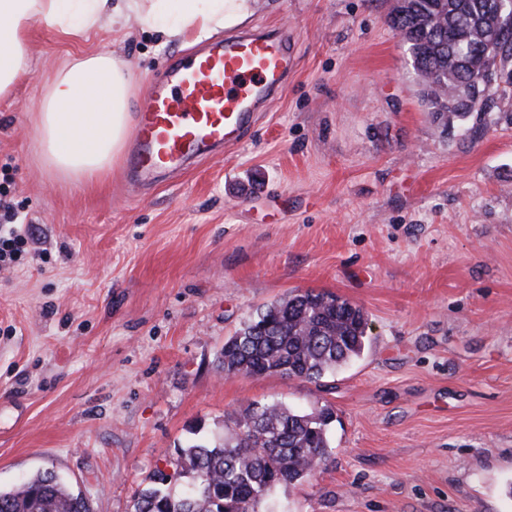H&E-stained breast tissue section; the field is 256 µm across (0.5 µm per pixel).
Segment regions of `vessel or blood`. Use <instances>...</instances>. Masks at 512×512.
<instances>
[{"mask_svg":"<svg viewBox=\"0 0 512 512\" xmlns=\"http://www.w3.org/2000/svg\"><path fill=\"white\" fill-rule=\"evenodd\" d=\"M223 40L173 57L149 87L126 169L147 180L237 147L256 110L296 66L287 28L251 32L228 20Z\"/></svg>","mask_w":512,"mask_h":512,"instance_id":"obj_1","label":"vessel or blood"}]
</instances>
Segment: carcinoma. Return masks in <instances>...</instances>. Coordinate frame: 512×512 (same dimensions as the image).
<instances>
[{
	"label": "carcinoma",
	"mask_w": 512,
	"mask_h": 512,
	"mask_svg": "<svg viewBox=\"0 0 512 512\" xmlns=\"http://www.w3.org/2000/svg\"><path fill=\"white\" fill-rule=\"evenodd\" d=\"M494 0H407L392 8L391 27L408 45L420 72L422 104L448 126L454 103L448 91L492 68L512 73V23L502 22L494 47L474 36L477 20L494 24ZM368 316L362 307L330 293L305 291L270 303L224 342V376L280 375L318 382L359 357ZM332 409L310 413L273 400L224 416V433L208 443L177 449L175 475L192 487L174 496L141 491L133 512H271L281 485L314 475L330 456ZM0 512H88L85 497L54 471H39L10 489L0 488Z\"/></svg>",
	"instance_id": "cac0c4a2"
}]
</instances>
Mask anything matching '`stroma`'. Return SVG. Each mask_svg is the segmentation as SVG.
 Here are the masks:
<instances>
[{
	"mask_svg": "<svg viewBox=\"0 0 512 512\" xmlns=\"http://www.w3.org/2000/svg\"><path fill=\"white\" fill-rule=\"evenodd\" d=\"M394 0H255L288 27L285 90L235 149L136 183L44 169L34 118L76 58L132 67L140 112L179 44L35 25L0 97V182L38 233L0 269V487L52 469L89 512H130L226 413L327 405L331 458L273 512H512V93L442 126L392 29ZM362 307V355L319 383L225 376L224 341L287 295Z\"/></svg>",
	"mask_w": 512,
	"mask_h": 512,
	"instance_id": "stroma-1",
	"label": "stroma"
}]
</instances>
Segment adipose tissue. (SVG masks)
Masks as SVG:
<instances>
[{"instance_id": "obj_1", "label": "adipose tissue", "mask_w": 512, "mask_h": 512, "mask_svg": "<svg viewBox=\"0 0 512 512\" xmlns=\"http://www.w3.org/2000/svg\"><path fill=\"white\" fill-rule=\"evenodd\" d=\"M229 12L248 19L249 0H0V97L30 69L33 22L77 40L104 20H134L189 46L223 30ZM134 80L125 61L106 53L60 70L43 89L35 121L45 165L78 181L103 180L125 146Z\"/></svg>"}]
</instances>
